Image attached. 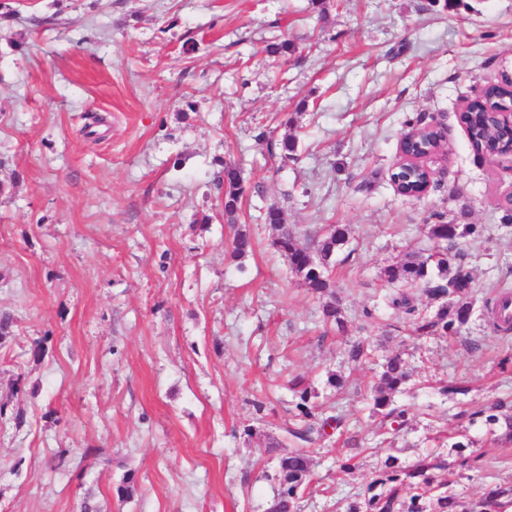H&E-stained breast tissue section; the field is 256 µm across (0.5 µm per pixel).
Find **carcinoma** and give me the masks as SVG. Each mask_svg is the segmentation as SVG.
<instances>
[{
    "label": "carcinoma",
    "instance_id": "obj_1",
    "mask_svg": "<svg viewBox=\"0 0 512 512\" xmlns=\"http://www.w3.org/2000/svg\"><path fill=\"white\" fill-rule=\"evenodd\" d=\"M509 91L501 86L484 90L483 98L472 106L466 115V130L470 140L484 151L492 154L500 151L498 142L508 134L492 114ZM269 152H278L281 162L298 159V140L294 135L281 139H267ZM220 186L224 194V215L235 222V214L241 197L239 171L232 165L224 167V178ZM265 223L277 231L273 241L278 252L287 260L291 272L312 293L318 296H334L332 279V257L343 249L349 240V229L336 225L310 238L306 247L297 245L292 227L286 222L285 213L271 206L265 213ZM475 232L473 224H448L441 222L428 228L427 237L434 247L427 253L414 252L409 260L386 270L387 281L420 284L433 300L441 302L434 316H423L414 305L412 293L399 290L388 299V305L410 317L416 336L441 334L453 336L469 321L472 308L468 301L473 280L469 272L457 263L460 243ZM323 322L336 325L337 330L346 331L347 323L341 318L336 302L330 300L322 305ZM411 379L403 359L395 355L386 360L380 374L381 389L372 397V410L385 420L396 423L404 418V411L392 407V396ZM299 401L294 422L287 428L288 435L297 443H311L325 433V427L339 428L340 417L329 418L321 423L314 420L308 404L319 394L298 389L292 384ZM489 425L504 428L499 439L512 441V401L498 400L486 416ZM446 466L438 457L424 458L413 465H405L399 457L389 455L379 467L377 477L368 485L364 500L349 504L347 512H512V485L499 486L476 501H466L439 482L433 471ZM310 474V459L305 451L297 448L278 460L280 487L271 503L275 512H295L297 492Z\"/></svg>",
    "mask_w": 512,
    "mask_h": 512
}]
</instances>
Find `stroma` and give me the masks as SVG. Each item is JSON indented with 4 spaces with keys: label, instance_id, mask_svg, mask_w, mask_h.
<instances>
[{
    "label": "stroma",
    "instance_id": "obj_1",
    "mask_svg": "<svg viewBox=\"0 0 512 512\" xmlns=\"http://www.w3.org/2000/svg\"><path fill=\"white\" fill-rule=\"evenodd\" d=\"M0 14V512H267L293 450L292 381L346 418L309 444L299 512H346L387 455L445 456L473 500L512 481V442L470 412L512 397V334L488 306L512 291V157L476 153L459 121L512 74V0H8ZM288 39L285 57L263 52ZM442 128L426 194L392 168L416 121ZM292 129L298 161L257 136ZM241 172L236 222L216 179ZM299 246L352 230L333 272L346 333L289 270L264 223ZM475 225L472 316L415 337L385 270L426 227ZM253 249L232 258L237 232ZM368 341L370 359L348 348ZM412 378L384 432L371 389L386 358ZM340 375L341 388L329 386ZM465 386L442 395L441 386ZM23 425H16L15 414ZM472 441L459 466L449 443ZM350 458L351 473L340 471Z\"/></svg>",
    "mask_w": 512,
    "mask_h": 512
}]
</instances>
